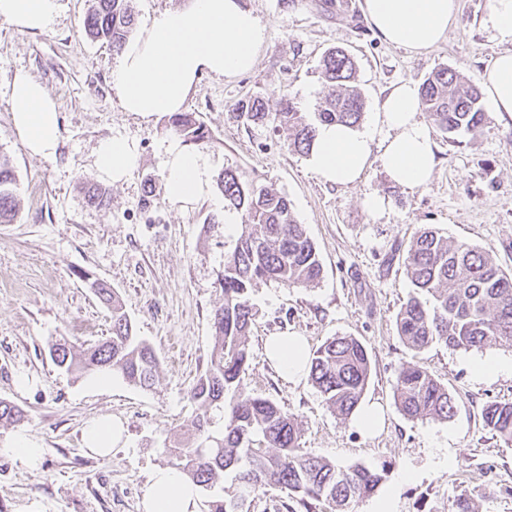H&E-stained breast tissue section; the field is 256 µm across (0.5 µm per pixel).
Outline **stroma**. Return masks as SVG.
Instances as JSON below:
<instances>
[{"instance_id":"stroma-1","label":"stroma","mask_w":512,"mask_h":512,"mask_svg":"<svg viewBox=\"0 0 512 512\" xmlns=\"http://www.w3.org/2000/svg\"><path fill=\"white\" fill-rule=\"evenodd\" d=\"M344 2L331 14L317 0H244L268 29L255 67L236 77L202 76L184 105L210 132L198 151L212 173L232 167L287 195L323 268L311 287L268 281L253 288L244 389L297 416L307 451L343 467L383 470L382 488L395 491L396 512H449L462 493L473 495L479 512H512V445L493 437L482 419L487 402L512 401V372L478 379L472 371L478 360L511 362L512 348L435 344L417 353L396 330V314L412 291L406 250L422 227L488 252L512 273V115L487 113L478 135L455 142L430 113L419 112L437 165L413 191L392 182L375 158L354 183L325 181L308 156L289 150L284 132L238 116L241 103L257 96L273 113L286 96L300 111H313L329 92L318 66L333 47L354 58L371 114L394 84H421L441 66L478 82L512 45L486 23L491 0H457L445 41L424 54L384 43L363 15V0ZM90 4L59 0L57 21L45 33L0 23V155L14 167L20 201L14 223L0 224V400L27 415L19 425H0V439L28 432L45 457L35 472L0 456L6 512H142L150 471L167 464L165 444L194 431L189 391L206 370L215 339L212 315L222 302L217 272L241 233L237 224L206 230L209 216L225 213L218 189L185 206L168 198L165 148L176 135L165 116L121 110L111 83L117 55L84 31ZM20 71L57 102L61 132L52 159L31 155L14 128L10 84ZM118 133L135 143L137 165L124 181L100 180L96 148ZM87 182L106 188L108 208L86 205ZM372 194L387 200L384 213L367 211L364 200ZM93 278L116 290L137 335L155 349L160 366L151 388L118 377L110 387L94 388L54 364L55 341L88 347L111 334V313L95 296ZM280 335L304 337L312 350L336 336L361 341L372 365L364 399L382 407L383 429L365 436L328 408L310 380L288 383L265 354L266 339ZM408 364L447 386L457 401L454 417L412 420L398 411L393 384ZM96 417L125 427L107 457L89 454L82 443L85 423ZM407 470L415 477L405 482Z\"/></svg>"}]
</instances>
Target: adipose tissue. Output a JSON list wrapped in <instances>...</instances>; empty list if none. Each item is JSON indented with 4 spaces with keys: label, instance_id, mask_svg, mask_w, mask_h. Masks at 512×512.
Listing matches in <instances>:
<instances>
[{
    "label": "adipose tissue",
    "instance_id": "obj_1",
    "mask_svg": "<svg viewBox=\"0 0 512 512\" xmlns=\"http://www.w3.org/2000/svg\"><path fill=\"white\" fill-rule=\"evenodd\" d=\"M58 0H0V23L18 31L43 33L53 28ZM363 10L380 39L424 53L445 40L456 14V0H364ZM267 29L241 0H189L155 14L149 25L128 42L112 70V87L122 111L144 117L181 111L199 78L232 77L254 68ZM487 107L512 113V51L500 53L482 76ZM14 127L27 150L51 159L58 146L60 115L44 85L26 73L15 74L10 88ZM414 84L396 85L380 103L375 120L354 128L323 124L310 152V166L322 179L356 182L363 174L373 143H380V164L394 183L408 190L423 187L435 164ZM135 145L123 135L102 140L94 155L99 175L125 180L137 163ZM166 187L172 202L186 205L206 195L210 167L205 157L171 142L165 150ZM268 360L291 382L307 373L309 351L300 336H272ZM143 512H201L197 485L172 467L154 470L147 482Z\"/></svg>",
    "mask_w": 512,
    "mask_h": 512
}]
</instances>
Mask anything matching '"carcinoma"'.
Returning a JSON list of instances; mask_svg holds the SVG:
<instances>
[{
	"label": "carcinoma",
	"mask_w": 512,
	"mask_h": 512,
	"mask_svg": "<svg viewBox=\"0 0 512 512\" xmlns=\"http://www.w3.org/2000/svg\"><path fill=\"white\" fill-rule=\"evenodd\" d=\"M132 0H93L85 18L86 35L122 50L134 25ZM356 65L345 51L328 50L320 64V78L334 90L314 112H299L289 100L277 112L266 111L255 97L241 105L239 116L287 133L288 147L309 154L317 128L323 123L355 126L366 101L355 85ZM482 94L472 83L446 66L434 69L420 86L422 108L440 132L452 139L476 136L482 128ZM173 131L184 141L202 144L209 132L194 112L168 117ZM15 173L10 160L0 156V224H10L18 211L13 192ZM224 206L241 214V233L234 249L224 256L217 273L224 302L214 310L215 342L210 362L190 391L197 405L193 436L163 448L170 466L191 482L210 489L233 473L232 484L206 501L207 512H245L241 501L267 488L287 492L303 508L309 501L327 502L343 512L349 504L371 497L384 479V471L363 465L342 467L307 452L301 446L297 419L276 402L244 391L242 376L249 361V337L255 316L251 288L259 281L287 287H307L318 281L322 264L315 245L299 224L290 200L237 170L226 168L216 177ZM406 274L414 292L396 316L400 340L420 353L435 343L454 349L482 350L491 344L512 346V274L491 256L466 242H451L431 228L419 231L405 258ZM91 287L112 309L111 336L90 347L55 343V364L68 371L94 376L116 374L128 383L153 385L159 359L153 347L135 336L131 321L114 290L103 282ZM371 376L366 347L350 336L326 341L309 357V377L326 404L347 418L358 409ZM395 404L409 419L448 420L456 400L448 388L418 365L402 367L394 383ZM224 418V432H209L210 412ZM485 427L493 436L512 444V402L492 401L482 410ZM25 419L17 405L0 400V424Z\"/></svg>",
	"instance_id": "cac0c4a2"
}]
</instances>
